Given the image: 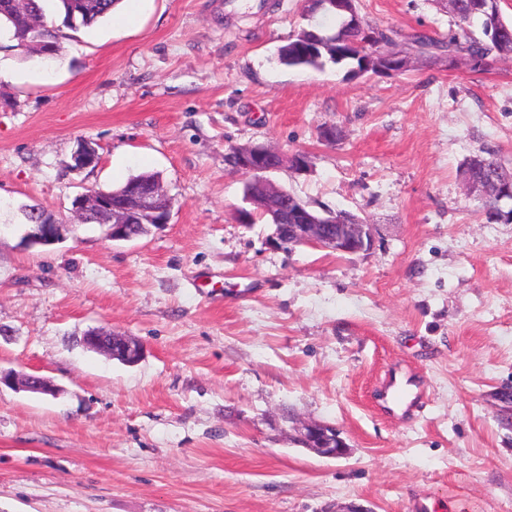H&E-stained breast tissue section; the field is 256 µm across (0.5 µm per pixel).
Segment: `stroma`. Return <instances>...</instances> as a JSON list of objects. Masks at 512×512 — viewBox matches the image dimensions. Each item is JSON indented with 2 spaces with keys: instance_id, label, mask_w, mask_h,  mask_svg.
<instances>
[{
  "instance_id": "obj_1",
  "label": "stroma",
  "mask_w": 512,
  "mask_h": 512,
  "mask_svg": "<svg viewBox=\"0 0 512 512\" xmlns=\"http://www.w3.org/2000/svg\"><path fill=\"white\" fill-rule=\"evenodd\" d=\"M366 21L447 35L443 0H359ZM146 0L135 22L66 31L61 59L0 33V512H512V221L488 219L462 165L512 167V60L410 50L401 75L289 68L304 0ZM336 142L319 137L328 126ZM96 166L70 168L77 139ZM308 153L270 173L312 209L376 229L366 251L277 249L236 220L246 173L227 154ZM159 173L170 224L115 242L70 225L72 200ZM67 229L29 245L23 210ZM102 327L127 365L87 350ZM416 373L414 414L386 413L387 375ZM349 444L322 458L296 424ZM113 334L100 328H93L88 330L83 336L84 345L92 350L107 353L110 356L118 357L128 363H136L140 360L143 354V348L138 343L125 342L120 343L118 347L113 348ZM117 348V350H115Z\"/></svg>"
}]
</instances>
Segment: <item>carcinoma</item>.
<instances>
[{"instance_id": "obj_1", "label": "carcinoma", "mask_w": 512, "mask_h": 512, "mask_svg": "<svg viewBox=\"0 0 512 512\" xmlns=\"http://www.w3.org/2000/svg\"><path fill=\"white\" fill-rule=\"evenodd\" d=\"M55 13L61 18V26L50 27L46 21V10L42 0H27L25 14L20 16L10 7V0H0V25L13 31L17 47L31 50L46 58L56 59L62 55L60 27L72 31L86 28L107 17L118 0H53ZM459 31L445 37H435L418 32L410 38L411 43L425 53L444 50L448 53H462L479 65L491 54L499 51L502 44L512 43V22L503 19L497 11L491 18L477 15L471 10V0H457L455 15ZM479 23L486 40L480 41L469 36L467 29L473 23ZM365 31L354 32L340 22L335 31L318 27L303 28L294 38L278 51V62L288 67H307L318 69L327 62L353 66L352 74L362 69V62L374 49L377 39H382L397 47L401 46L395 36L396 31L364 24ZM484 165L477 176L494 175L509 183L512 182V168L507 167L496 154L486 151L481 155ZM159 180L156 173H141L130 177L122 186L104 190L97 189L99 196H116L125 191L128 185L138 184L148 188Z\"/></svg>"}]
</instances>
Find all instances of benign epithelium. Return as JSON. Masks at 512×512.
I'll return each mask as SVG.
<instances>
[{"label": "benign epithelium", "mask_w": 512, "mask_h": 512, "mask_svg": "<svg viewBox=\"0 0 512 512\" xmlns=\"http://www.w3.org/2000/svg\"><path fill=\"white\" fill-rule=\"evenodd\" d=\"M336 12L348 16V25L358 27L360 18L353 7V0H334ZM375 63L368 65L363 72L403 73L409 68V58L404 54L393 51L378 50L372 54ZM229 161L234 167L251 176L250 183L258 191L270 197H280L285 194L281 188L274 186L267 174L278 170L287 164L296 170H304L309 166V157L304 153L285 155L263 145L233 148L228 153ZM73 164L70 168L81 171L98 163V152L88 140L78 141L72 155ZM466 188L470 192H478L484 196L506 200L512 197V186L498 181H488L483 184L472 180L468 170H462ZM93 201L98 210L109 216L106 235L113 241H135L133 225L126 219L124 209L113 203L108 197L98 196L90 191L80 194L74 201V214H79ZM139 210L150 216L152 227L162 228L170 223L174 208L173 198L159 188L152 193L137 196ZM327 218L319 220L313 217L301 203L295 204L291 222L286 224L288 236H283L280 229H275V235L270 243L275 248H286L288 241L297 246L318 247L339 254H355L370 249L374 243L372 225L363 222L355 214L344 210H328ZM63 225L58 221L30 224L24 238L31 245H50L60 240ZM84 345L92 350L104 352L118 357L128 363H136L143 354V348L138 343L125 342L113 347V336L100 328L88 330L83 336ZM23 387L35 393L55 395L56 389L50 381L38 375L26 376L22 380ZM299 442L316 455L325 458H340L348 455L349 446L340 437L336 428L315 422H307L299 429Z\"/></svg>", "instance_id": "obj_1"}]
</instances>
